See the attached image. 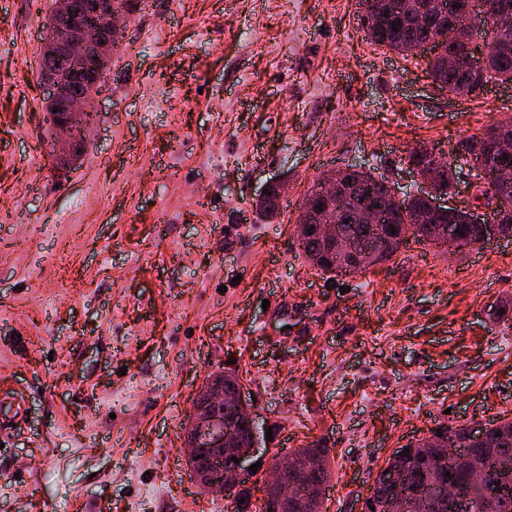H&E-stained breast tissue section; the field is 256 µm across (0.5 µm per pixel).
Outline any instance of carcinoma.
I'll use <instances>...</instances> for the list:
<instances>
[{
	"label": "carcinoma",
	"instance_id": "cac0c4a2",
	"mask_svg": "<svg viewBox=\"0 0 512 512\" xmlns=\"http://www.w3.org/2000/svg\"><path fill=\"white\" fill-rule=\"evenodd\" d=\"M362 0L365 10L362 15V30L371 43L385 47L397 54L407 56L413 48L427 41L432 35L429 26L416 20L418 10L435 20L445 16H459L462 29L448 36V54L455 55L462 48L461 38L467 30L481 29L486 39V53L481 69L463 72L448 68L435 58L429 63V75L439 88L451 87L460 97L470 96L484 88L492 79L512 83V25L499 26L492 16L476 8L477 0H404L399 11L380 22ZM64 44H58L52 54H44L40 60L39 77L49 76L68 67ZM480 147L492 158L512 167V156L503 160L491 153L493 139L468 137L457 142L456 147L443 162L439 156L424 148H416L408 155L407 164L422 171L440 169L435 182L436 191L451 195L457 169L474 159L473 149ZM391 193L388 177L370 171L358 170L349 177L341 198L336 200L340 209V232L347 239L374 249V263L389 260L394 252L386 248V238L392 235L412 233L420 240L429 241L438 224H453L466 244L478 239L476 225L469 223L468 211L450 207L434 217L432 224H416L414 213L429 208L430 198L424 195L404 196L403 207L392 209L384 216L382 224H360L355 210L365 198L386 205ZM256 208L261 217L271 221L280 210V199L272 193L257 201ZM300 253L317 270L324 274H339L344 260L338 250L325 245L317 238H309L300 244ZM440 442L452 440L454 448L421 449L419 442L401 447L389 457L386 469L394 471L398 483H387L374 479L373 492L367 506L368 512H382V506L397 498L405 505L404 512H512V419L498 418L485 424L483 436L477 438L467 425H440L431 431ZM297 452L310 458L316 469L309 472L306 483L312 488L325 486L329 482V457L327 448L315 443ZM455 453L469 456L468 467L448 470L446 457ZM450 476H445V472ZM317 498L290 499L280 504L279 512H312Z\"/></svg>",
	"mask_w": 512,
	"mask_h": 512
}]
</instances>
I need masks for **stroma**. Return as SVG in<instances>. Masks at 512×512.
<instances>
[{"instance_id":"stroma-1","label":"stroma","mask_w":512,"mask_h":512,"mask_svg":"<svg viewBox=\"0 0 512 512\" xmlns=\"http://www.w3.org/2000/svg\"><path fill=\"white\" fill-rule=\"evenodd\" d=\"M54 0H0V512H261L194 480L185 424L234 368L285 453L329 450L325 512H360L389 456L438 424L512 418V237L464 256L408 240L329 277L298 250L326 170L421 186L512 120V84L451 97L433 51L371 44L360 0H138L82 148L51 155L40 46ZM288 180L280 213L255 202ZM477 147L488 152H484V160L492 158L493 160H497V162L507 163L512 167V156L508 157L507 160H504L495 154L489 153L493 148V139L487 134L479 138L472 136L460 139L450 156H448V162H442V158L439 155L437 156L436 152L433 150H431V152L428 151V149L415 148L409 153L407 164L411 166L413 170L418 168L421 171H427L440 168L438 163H441V171L438 173L437 180L435 182V189L441 194L453 195L457 169H461V164L467 163L470 160L472 161L474 159V155H476V159L479 158L477 152L473 151V149ZM433 152L435 154H433ZM467 155H469V160Z\"/></svg>"}]
</instances>
